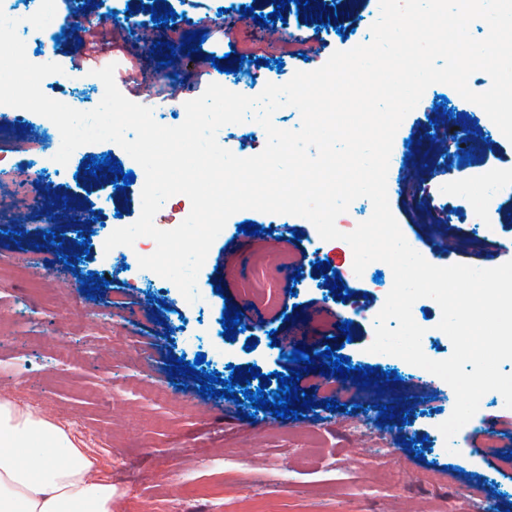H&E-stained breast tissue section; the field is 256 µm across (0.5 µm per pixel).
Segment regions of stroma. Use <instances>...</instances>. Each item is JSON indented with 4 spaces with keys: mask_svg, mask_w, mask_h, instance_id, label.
<instances>
[{
    "mask_svg": "<svg viewBox=\"0 0 512 512\" xmlns=\"http://www.w3.org/2000/svg\"><path fill=\"white\" fill-rule=\"evenodd\" d=\"M176 13H188L193 25L172 29L173 41L184 34L202 32V52L220 59V69L199 75L197 66L186 76L172 104L179 107L201 96L206 85L220 80L221 68L241 67L250 72V60L259 58L262 82L287 83L298 71H313L326 63L334 51H347L361 42L367 30L365 19L372 0H357L356 10L339 13L325 27L304 21L302 10L289 5L280 10L284 21L260 26L253 16L227 26L212 0H163ZM83 15L97 19L94 36L84 30L68 33L61 51L44 55V62L59 64L61 74L43 85L46 96L63 87L85 96L87 109H94L104 95V85L92 72L97 57L117 59L126 67L138 61L127 50L130 29L122 18L104 24L98 20L96 0H76ZM306 39L312 48L304 59L289 51L294 36ZM246 65H237L238 57ZM445 103L447 114L437 113ZM491 120L475 103L462 98L446 84L427 88L416 108L399 127L394 150L402 161L392 175L388 197L398 224L420 240L438 241L443 251L433 263L449 266L463 256L474 265H501L498 247H512V197L494 206L474 202L472 197L440 192L442 172L465 182L481 175L512 177V141L490 131ZM463 136L472 151V162L460 163L455 148L443 147L435 138L439 128ZM111 154L136 181L125 190L113 191L112 210L121 213L122 225L137 221L142 200L137 180L142 166L117 143L103 141L80 146L68 164L74 175L69 184L28 178L22 166L0 170V183L28 181L36 208L17 212L9 224L0 223V336L8 347L0 349V398L16 399L19 408L57 422L60 415L75 417L79 429L73 437L99 465L102 478L112 482V512H172L182 490L193 489L192 512H211L207 491L221 492V512H466L470 490L489 491L494 512H512V433H504L499 451L484 448L479 429L486 417L512 420L503 396L486 393L475 415L445 445L438 427L452 414L455 393L448 383L423 390L416 387L419 372L403 365L402 378L383 387L359 388L355 409L329 411L326 406L304 410L299 417L278 418L270 412H253L249 402L234 403L220 397L201 401L193 376L170 375L172 357L194 361L204 353L206 372L228 378L225 364L254 366L268 375L269 391H276L277 373L289 372L283 345H272V336L292 331L302 335L300 348L317 358L325 348L341 351L352 366L388 365L369 353L374 327L353 316L340 296L316 267L317 261L349 272L344 244L329 241L322 253L309 249L315 226L305 218L281 215L279 222L300 231L299 241L284 246L268 234L239 233L240 223L269 224L268 214L243 210L232 215L215 239L201 268L199 298L187 302L175 285L160 292L158 300L147 293L133 297L135 313L110 314L114 288L136 282L138 258L154 252L151 238L137 240L134 247L80 253L77 243L91 234L92 225L71 227L73 206H87L97 181L87 175L86 155ZM58 216L56 241L48 243L42 233L47 213ZM489 230L480 244L469 241L473 225ZM19 231L11 240L10 231ZM77 256L78 273L69 275L60 287L56 271L60 255ZM110 277L111 285L101 295L87 298L80 281L88 274ZM265 277L278 295L276 308L266 309L248 293L257 277ZM167 309H160V302ZM242 313L240 331L234 340L222 334V313L227 308ZM191 323L182 330L174 325L178 314ZM350 332H341L344 321ZM392 407L394 418L382 420L379 405ZM380 433L390 446L387 454L372 451L373 433Z\"/></svg>",
    "mask_w": 512,
    "mask_h": 512,
    "instance_id": "35a3bbf8",
    "label": "stroma"
}]
</instances>
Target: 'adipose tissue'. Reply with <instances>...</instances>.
<instances>
[{"label":"adipose tissue","instance_id":"adipose-tissue-1","mask_svg":"<svg viewBox=\"0 0 512 512\" xmlns=\"http://www.w3.org/2000/svg\"><path fill=\"white\" fill-rule=\"evenodd\" d=\"M0 512H112V485L65 430L4 398Z\"/></svg>","mask_w":512,"mask_h":512}]
</instances>
